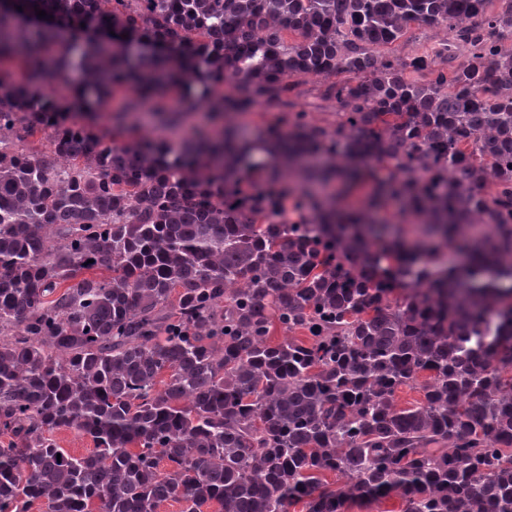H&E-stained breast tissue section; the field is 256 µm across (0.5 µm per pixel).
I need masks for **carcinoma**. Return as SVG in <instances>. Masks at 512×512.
Instances as JSON below:
<instances>
[{"instance_id":"carcinoma-1","label":"carcinoma","mask_w":512,"mask_h":512,"mask_svg":"<svg viewBox=\"0 0 512 512\" xmlns=\"http://www.w3.org/2000/svg\"><path fill=\"white\" fill-rule=\"evenodd\" d=\"M492 2L0 0V512H512V289L471 291L512 266ZM412 24L447 38L380 51ZM76 58L92 95L71 101ZM307 75L336 125L293 109ZM168 97L288 121L271 152L226 122L163 158L74 121L118 98L173 127ZM337 182L370 190L348 208ZM403 387L422 401L397 408ZM56 438L63 448L76 456L89 454L93 449V443L88 437L74 431L59 432Z\"/></svg>"}]
</instances>
